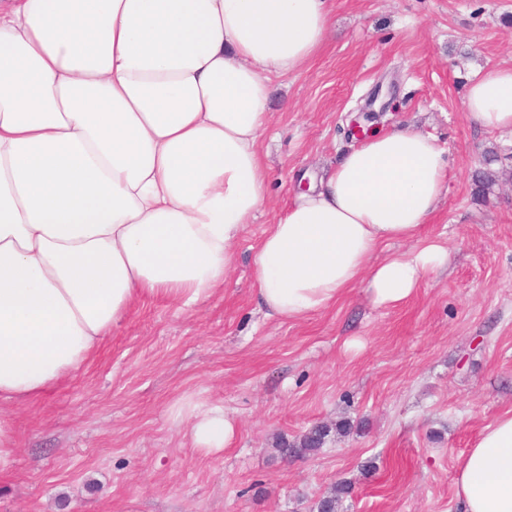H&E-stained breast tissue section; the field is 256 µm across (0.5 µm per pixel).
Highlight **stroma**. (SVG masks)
Segmentation results:
<instances>
[{"label": "stroma", "mask_w": 512, "mask_h": 512, "mask_svg": "<svg viewBox=\"0 0 512 512\" xmlns=\"http://www.w3.org/2000/svg\"><path fill=\"white\" fill-rule=\"evenodd\" d=\"M332 25L302 70L271 76L261 148L269 200L197 308L133 303L96 354L50 392L0 405L18 441L0 512H459L455 478L478 433L512 411V136L471 123L478 72L512 65V0H330ZM394 84L375 123L357 109ZM434 137L448 184L423 229L447 263L395 307L363 288L301 320L266 316L252 256L268 224L370 130ZM499 173L485 197L478 172ZM239 423L223 452L194 448L170 408L186 396ZM317 424L316 455L279 438ZM329 433L330 430L326 426H315L293 441L280 440L277 450L286 459L311 456L321 450Z\"/></svg>", "instance_id": "35a3bbf8"}]
</instances>
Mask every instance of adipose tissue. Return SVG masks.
I'll list each match as a JSON object with an SVG mask.
<instances>
[{"mask_svg": "<svg viewBox=\"0 0 512 512\" xmlns=\"http://www.w3.org/2000/svg\"><path fill=\"white\" fill-rule=\"evenodd\" d=\"M330 25L328 0H0V403L70 377L136 300L187 309L223 286L267 203V76L301 69ZM464 106L512 134V65ZM447 180L433 138L369 135L260 240L268 314L300 320L360 286L377 307L407 300L448 261L422 235ZM396 241L415 247L379 257ZM171 419L210 453L238 432L191 397ZM456 497L461 512H512V414L478 434Z\"/></svg>", "mask_w": 512, "mask_h": 512, "instance_id": "obj_1", "label": "adipose tissue"}]
</instances>
